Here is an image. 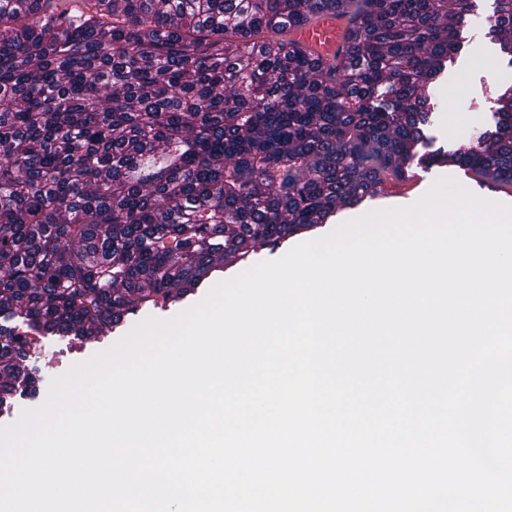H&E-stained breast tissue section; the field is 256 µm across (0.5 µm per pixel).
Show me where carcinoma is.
I'll return each instance as SVG.
<instances>
[{
	"instance_id": "obj_1",
	"label": "carcinoma",
	"mask_w": 512,
	"mask_h": 512,
	"mask_svg": "<svg viewBox=\"0 0 512 512\" xmlns=\"http://www.w3.org/2000/svg\"><path fill=\"white\" fill-rule=\"evenodd\" d=\"M89 2L0 0V408L34 383L8 322L104 336L429 161L512 184V82L477 145L418 150L468 0ZM326 17L333 57L294 39Z\"/></svg>"
}]
</instances>
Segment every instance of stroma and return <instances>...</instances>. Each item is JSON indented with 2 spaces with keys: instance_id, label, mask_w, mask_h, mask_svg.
I'll list each match as a JSON object with an SVG mask.
<instances>
[{
  "instance_id": "obj_1",
  "label": "stroma",
  "mask_w": 512,
  "mask_h": 512,
  "mask_svg": "<svg viewBox=\"0 0 512 512\" xmlns=\"http://www.w3.org/2000/svg\"><path fill=\"white\" fill-rule=\"evenodd\" d=\"M482 19L474 31L466 33L464 46L455 62L448 67V76L443 77L433 88V98L448 104L463 103L460 119L466 120L471 133L494 125L495 99L504 73L512 71V66L497 56V44L491 39L488 18L495 9L494 0H479ZM417 181L396 187L392 194L360 204H337L336 215L328 223L318 225L314 237L324 236L339 224L358 217L366 212L389 207H405L418 200L431 183L438 177L450 176L466 188L476 184L472 173L457 166L434 165L429 169H418ZM139 318L130 315L124 318L110 335L91 340L83 346H72L68 339L59 336L42 337L38 347L28 349L20 365L36 372V382L27 395L17 399L12 410L0 413V425H10L18 421L23 410L41 406L48 395L53 378L64 374L73 364L90 358L97 352L111 347L132 327Z\"/></svg>"
}]
</instances>
